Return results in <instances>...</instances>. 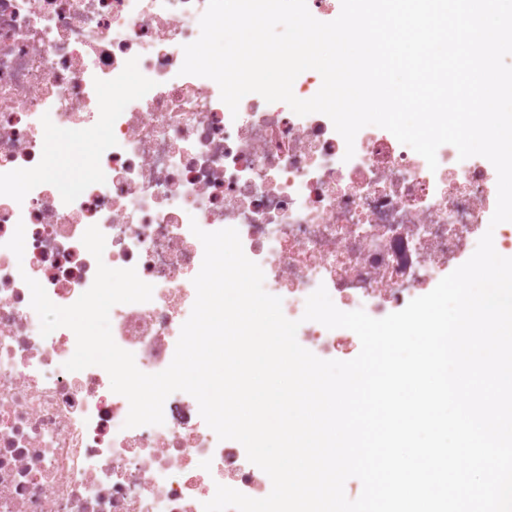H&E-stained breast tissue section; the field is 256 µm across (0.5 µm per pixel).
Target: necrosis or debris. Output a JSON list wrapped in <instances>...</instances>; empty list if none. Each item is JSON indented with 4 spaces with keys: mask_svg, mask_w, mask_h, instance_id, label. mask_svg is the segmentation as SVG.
I'll return each instance as SVG.
<instances>
[{
    "mask_svg": "<svg viewBox=\"0 0 512 512\" xmlns=\"http://www.w3.org/2000/svg\"><path fill=\"white\" fill-rule=\"evenodd\" d=\"M207 5L0 0V512H203L217 485L255 499L272 488L188 393L166 399L163 424L125 427L129 403L102 367L66 369L73 331L41 335L28 279L65 307L98 263L135 269L152 298L115 305L111 332L158 373L196 297L191 223L233 227L299 344L331 360L358 338L303 321L310 294L325 287L338 309L375 319L400 311L462 265L495 211L494 175L454 146L432 170L377 126L349 146L325 114L256 93L230 111L216 82L180 72ZM107 89L120 95L108 109ZM73 129L90 167L64 191L43 175L47 141ZM20 224L19 259L6 244ZM93 225L99 261L82 242Z\"/></svg>",
    "mask_w": 512,
    "mask_h": 512,
    "instance_id": "necrosis-or-debris-1",
    "label": "necrosis or debris"
}]
</instances>
